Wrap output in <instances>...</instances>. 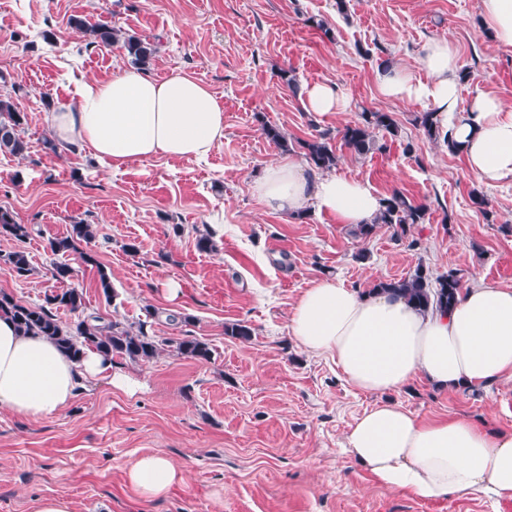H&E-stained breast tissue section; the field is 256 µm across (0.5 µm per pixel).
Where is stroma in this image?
<instances>
[{
  "instance_id": "stroma-1",
  "label": "stroma",
  "mask_w": 512,
  "mask_h": 512,
  "mask_svg": "<svg viewBox=\"0 0 512 512\" xmlns=\"http://www.w3.org/2000/svg\"><path fill=\"white\" fill-rule=\"evenodd\" d=\"M74 17L155 42L152 76L187 73L209 86L224 106V140L207 161L156 158L116 170L84 149H45L48 112L74 105L78 81L130 66L119 46L88 44ZM443 36L470 73L462 100L486 89L512 104V49L487 37L479 0H346L342 13L336 0H0V94L26 113L28 144L21 156L0 152V207L29 230L22 242L0 234V251L24 248L34 265L26 278L0 267V290L44 303L58 287L49 242L83 222L94 227L87 249L97 263L68 257L85 308L62 311L64 323L86 314L144 321L154 335L187 334L213 350L208 363L168 349L146 362L114 358L113 371L137 389L96 384L41 420L0 410V512H34L44 497L65 500L70 512H512L511 499L422 500L378 486L344 450L376 396L288 338L291 306L322 276L365 293L421 265L435 276L457 270L466 288L512 287V185L477 180L461 156L424 136L415 122L422 104L377 89L385 66L420 73L423 46ZM284 70L303 86L336 83L348 110L307 111L282 83ZM365 109L390 113L399 133L376 131L387 150L362 157L340 133ZM266 124L281 129L288 150L265 137ZM325 130L339 157L335 174L385 197L402 192L425 207L424 223L402 240L383 227L365 239L309 206L296 217L262 207L251 192L257 174L286 155L304 159L303 142ZM202 233L213 250L198 249ZM101 267L116 301L97 286ZM238 321L253 328L250 341L225 335ZM392 399L424 421L459 415L512 430L510 378L453 391L419 379ZM148 453L187 472L151 501L125 479Z\"/></svg>"
}]
</instances>
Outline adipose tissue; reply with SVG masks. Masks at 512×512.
I'll return each instance as SVG.
<instances>
[{"mask_svg":"<svg viewBox=\"0 0 512 512\" xmlns=\"http://www.w3.org/2000/svg\"><path fill=\"white\" fill-rule=\"evenodd\" d=\"M480 5L495 44L512 47V0ZM421 64V78L397 65L382 69L380 93L425 104L479 181L512 183V107L488 91L462 101L458 52L448 38L428 42ZM302 101L320 115L349 104L330 81L304 86ZM50 122L61 145L116 168L157 157L203 161L224 140L222 103L185 73L159 80L130 68L105 82L85 81L76 105L52 113ZM252 192L272 212L292 216L310 204L351 227L371 223L382 205L369 182L316 174L290 158L266 166ZM288 334L307 353L330 357L351 387L380 396L346 435L348 453L378 485L419 499L474 492L512 499V432H490L456 416L424 422L389 399L420 376L445 389L512 378V289L481 281L461 290L447 312L423 314L399 296L362 295L340 280L319 278L293 304ZM96 379L133 387L102 354L73 360L46 337L20 333L0 317V409L42 419L69 406L82 381ZM126 477L150 500L182 481L184 470L145 454Z\"/></svg>","mask_w":512,"mask_h":512,"instance_id":"adipose-tissue-1","label":"adipose tissue"}]
</instances>
